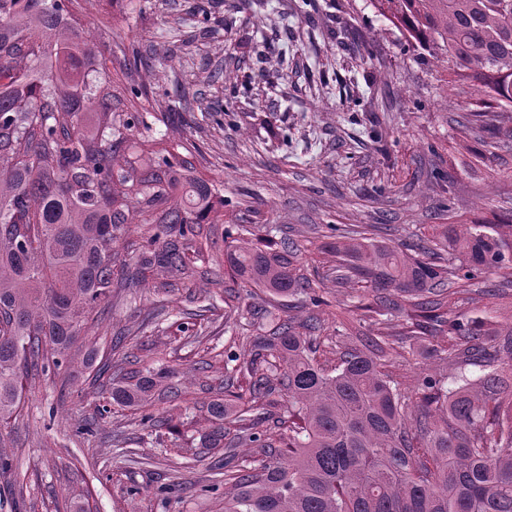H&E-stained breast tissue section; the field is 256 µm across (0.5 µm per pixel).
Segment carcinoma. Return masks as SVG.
I'll use <instances>...</instances> for the list:
<instances>
[{
	"mask_svg": "<svg viewBox=\"0 0 512 512\" xmlns=\"http://www.w3.org/2000/svg\"><path fill=\"white\" fill-rule=\"evenodd\" d=\"M79 0H0V427L16 413L32 370L58 371L90 309L112 289L134 294L150 271L193 281L202 224L224 223V197L192 161L145 151L128 132L147 125L110 74L135 80L139 49L107 57L71 6ZM431 58L470 71L512 103V0H385ZM164 205L161 214L154 211ZM141 224L134 266L114 271L118 234ZM342 232L331 253L336 284L372 287L369 313L405 314L401 336L336 337L337 363L317 361L314 315L291 314L236 340L224 353L225 398L210 403L205 448H248L225 460L224 512H512V326L449 317L429 298L452 279L512 268V224L443 230L430 256ZM240 225L224 230L231 279L301 307L328 301L291 260L293 242L259 247ZM447 328L438 354L456 372L425 377L404 393L384 367L420 352L427 325ZM248 388L231 390L232 379ZM157 367L112 384L119 405H142L170 388ZM281 405L283 415L271 407ZM422 407L413 415L409 409ZM288 460L261 458L273 441Z\"/></svg>",
	"mask_w": 512,
	"mask_h": 512,
	"instance_id": "obj_1",
	"label": "carcinoma"
}]
</instances>
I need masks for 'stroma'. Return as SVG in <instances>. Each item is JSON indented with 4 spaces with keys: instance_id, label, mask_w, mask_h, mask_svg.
Returning a JSON list of instances; mask_svg holds the SVG:
<instances>
[{
    "instance_id": "1",
    "label": "stroma",
    "mask_w": 512,
    "mask_h": 512,
    "mask_svg": "<svg viewBox=\"0 0 512 512\" xmlns=\"http://www.w3.org/2000/svg\"><path fill=\"white\" fill-rule=\"evenodd\" d=\"M234 2L120 0L132 22L106 37V0H83L76 12L102 51H143L152 67L145 110L181 101L180 122L137 127L132 139L193 150L200 176L223 196L224 221L205 225L214 245L198 267L223 270L226 225H283L298 245L297 269L323 280L321 342L340 330L375 335L372 318L331 277L334 261L320 250L332 240L328 225L368 224L373 241L427 248L444 224L511 221L512 105L433 62L386 0H265L258 20ZM172 53L181 58L174 82ZM227 69L229 82L220 77ZM486 110L502 116L495 131L460 127L466 113ZM147 280L93 310L66 367L26 382L7 429L0 512H224V493L212 488L220 452L200 445L211 428L207 406L224 396L214 353L231 346L230 311L248 306L273 324L287 309L239 285L209 300L201 278L174 280L165 293L156 274ZM474 286L482 294L472 301L445 294L444 311L512 323L502 275ZM161 364L175 369L174 390L142 411L113 403L110 380L95 378L105 366L119 380ZM146 413L163 426L142 423ZM91 418L93 433H76ZM188 447L192 467L173 474Z\"/></svg>"
}]
</instances>
